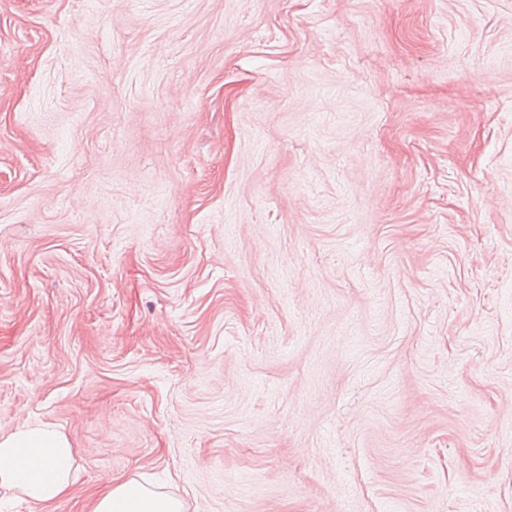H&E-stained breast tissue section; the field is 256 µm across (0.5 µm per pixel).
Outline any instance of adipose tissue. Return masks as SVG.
<instances>
[{
  "mask_svg": "<svg viewBox=\"0 0 512 512\" xmlns=\"http://www.w3.org/2000/svg\"><path fill=\"white\" fill-rule=\"evenodd\" d=\"M75 478L69 439L46 422L25 424L0 434V489L16 498L50 505L66 497ZM183 502L129 478L112 484L93 501L91 512H184Z\"/></svg>",
  "mask_w": 512,
  "mask_h": 512,
  "instance_id": "obj_1",
  "label": "adipose tissue"
}]
</instances>
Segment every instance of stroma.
Returning a JSON list of instances; mask_svg holds the SVG:
<instances>
[{
  "label": "stroma",
  "instance_id": "1",
  "mask_svg": "<svg viewBox=\"0 0 512 512\" xmlns=\"http://www.w3.org/2000/svg\"><path fill=\"white\" fill-rule=\"evenodd\" d=\"M86 512H512V0H0V434ZM75 471L69 439L50 423H28L0 434V489L18 499L53 504L72 490ZM177 497L159 493L145 482L129 478L101 492L93 501L91 512H184Z\"/></svg>",
  "mask_w": 512,
  "mask_h": 512
}]
</instances>
